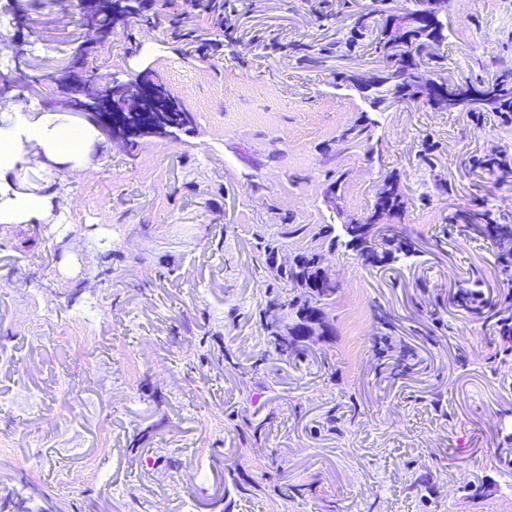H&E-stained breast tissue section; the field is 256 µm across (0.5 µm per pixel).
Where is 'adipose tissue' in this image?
<instances>
[{"mask_svg":"<svg viewBox=\"0 0 512 512\" xmlns=\"http://www.w3.org/2000/svg\"><path fill=\"white\" fill-rule=\"evenodd\" d=\"M15 119L0 127V224H26L48 217V196L17 189L15 179L23 165L42 161L66 167L73 179H81L94 140L84 126L55 122L47 115H35L24 101L14 105Z\"/></svg>","mask_w":512,"mask_h":512,"instance_id":"obj_1","label":"adipose tissue"}]
</instances>
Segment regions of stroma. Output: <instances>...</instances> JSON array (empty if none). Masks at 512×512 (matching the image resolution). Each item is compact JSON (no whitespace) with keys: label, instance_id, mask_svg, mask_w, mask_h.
<instances>
[{"label":"stroma","instance_id":"stroma-1","mask_svg":"<svg viewBox=\"0 0 512 512\" xmlns=\"http://www.w3.org/2000/svg\"><path fill=\"white\" fill-rule=\"evenodd\" d=\"M21 2L19 21L0 0V73L25 72L14 94L35 114L79 124L49 106L45 80L83 42L79 0ZM144 2L88 68L151 70L192 122L132 147L99 139L78 181L23 168L24 190L55 196L46 220L0 229V499L47 512H512V353L489 310L460 299L476 278L490 300L505 288L491 240L448 221L477 198L512 224V184L486 190L476 165L512 155V120L375 108L340 84L380 71L375 41L400 0H221L220 13L198 0L180 16ZM363 14L372 25L347 48ZM443 21L431 77L512 69V0H451ZM367 119L370 139L341 142ZM389 175L414 255L365 265L345 243L324 249L340 284L331 335L269 355L267 305L292 288L267 277L265 242L284 224L367 216ZM246 419L257 442L237 431Z\"/></svg>","mask_w":512,"mask_h":512}]
</instances>
